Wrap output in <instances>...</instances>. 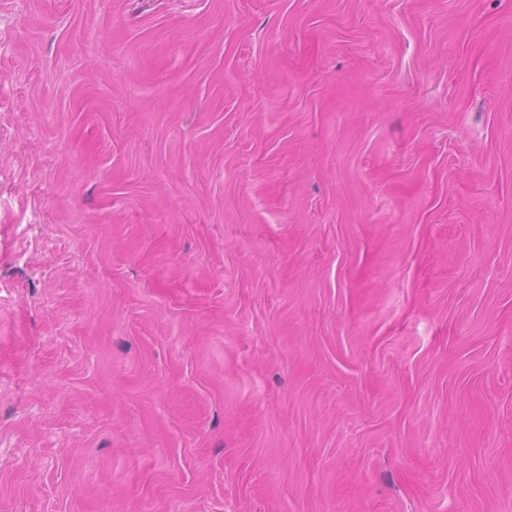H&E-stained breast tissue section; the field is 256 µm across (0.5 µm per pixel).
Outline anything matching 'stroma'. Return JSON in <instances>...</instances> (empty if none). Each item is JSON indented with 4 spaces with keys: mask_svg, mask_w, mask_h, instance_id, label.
<instances>
[{
    "mask_svg": "<svg viewBox=\"0 0 512 512\" xmlns=\"http://www.w3.org/2000/svg\"><path fill=\"white\" fill-rule=\"evenodd\" d=\"M0 512H512V0H0Z\"/></svg>",
    "mask_w": 512,
    "mask_h": 512,
    "instance_id": "obj_1",
    "label": "stroma"
}]
</instances>
